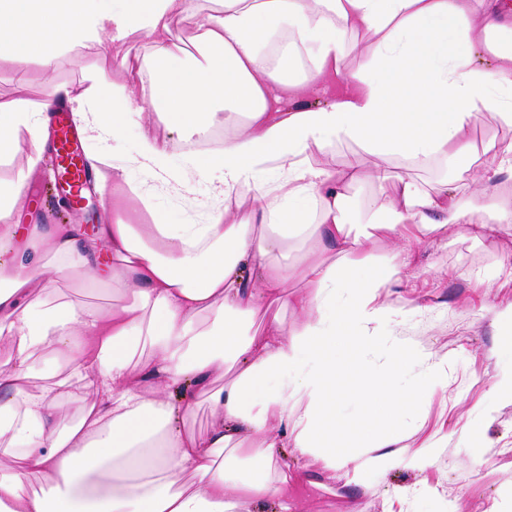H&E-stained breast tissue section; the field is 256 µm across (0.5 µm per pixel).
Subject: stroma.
Here are the masks:
<instances>
[{"mask_svg": "<svg viewBox=\"0 0 512 512\" xmlns=\"http://www.w3.org/2000/svg\"><path fill=\"white\" fill-rule=\"evenodd\" d=\"M215 0H197L182 14L178 34L192 63L198 52L200 26L215 15ZM154 35L133 34L127 41L126 69H115L110 42L63 51L53 69L37 61L19 66L0 60V108L24 101L35 106L49 86L63 84L82 92L98 84L104 93L113 85H126L145 110L138 124L117 143L83 135L84 155L101 156L104 171L131 166L140 137L167 146V165L178 170L190 140L169 131L164 112L150 105L154 79L149 68ZM476 154L470 171L447 170L434 160L419 173L429 184L451 177L470 191L473 173L492 163L482 151L490 141H512V127L476 122L467 133ZM190 191L163 186L161 180H141L166 224H202L206 221L208 190L198 175L188 177ZM34 189L27 195L26 214L41 224H71L79 214L94 215L96 223L112 216L109 193L95 187L83 210L63 207L54 200L55 177L48 162H40L32 176ZM382 302L412 309V317L395 325L394 333L408 342L448 358V387L430 403L400 417L411 429L402 440L401 461L384 472L367 473L359 482H347L343 473L323 469L318 460L307 462L306 473L323 489L304 499L299 512H512V403L496 401L492 389L500 373L512 367V335L496 322L498 312L512 308V233L496 242L483 239L476 223L449 226L448 235L425 241L414 252L400 282L385 288ZM426 456L429 463L416 469L409 461Z\"/></svg>", "mask_w": 512, "mask_h": 512, "instance_id": "1", "label": "stroma"}]
</instances>
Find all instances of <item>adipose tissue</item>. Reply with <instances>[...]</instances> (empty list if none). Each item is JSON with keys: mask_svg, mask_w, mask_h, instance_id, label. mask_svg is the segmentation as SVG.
<instances>
[{"mask_svg": "<svg viewBox=\"0 0 512 512\" xmlns=\"http://www.w3.org/2000/svg\"><path fill=\"white\" fill-rule=\"evenodd\" d=\"M106 2L0 0V57L49 67L57 48L105 35L121 68L126 39L150 32L152 105L172 132L197 137L223 106L224 151L210 165L182 156L183 169L211 178L203 224L147 223L155 206L123 168L112 173V220L90 234L22 224L26 176L0 182V512H297L320 484L282 468L285 447L355 481L391 469L398 415L447 387L448 359L393 336L390 323L412 311L380 295L432 233L478 214L484 239L512 231V207L496 202L500 177L512 179V143L465 197L380 160L462 164L474 154L470 126L512 127V0H219L199 67L182 64L176 30L193 0ZM362 32L375 38L363 54ZM327 91L331 103H315ZM62 92L53 85L38 107L0 112L1 159L25 133L28 167H38ZM142 111L116 85L82 119L117 139ZM342 143L376 165L310 161V150ZM365 181L374 194L353 223L348 191ZM242 196L252 208L225 223ZM379 231L394 244L382 256L368 248ZM305 238L316 254L290 263V245ZM71 267L128 302L59 299L53 275ZM295 278L305 289L286 296ZM283 300L295 326L265 319ZM40 361L66 375L34 391ZM215 376L224 384L212 386ZM198 389L213 417L202 434L184 427ZM347 401L358 417L343 414Z\"/></svg>", "mask_w": 512, "mask_h": 512, "instance_id": "ef3b65f1", "label": "adipose tissue"}]
</instances>
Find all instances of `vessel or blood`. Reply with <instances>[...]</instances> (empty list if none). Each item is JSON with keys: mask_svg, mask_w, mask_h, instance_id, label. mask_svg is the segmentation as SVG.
I'll use <instances>...</instances> for the list:
<instances>
[{"mask_svg": "<svg viewBox=\"0 0 512 512\" xmlns=\"http://www.w3.org/2000/svg\"><path fill=\"white\" fill-rule=\"evenodd\" d=\"M68 107L58 104L54 112L52 158L56 165L64 167L67 192L72 201H80L90 188L91 171L85 159L74 149L75 132L67 122Z\"/></svg>", "mask_w": 512, "mask_h": 512, "instance_id": "vessel-or-blood-1", "label": "vessel or blood"}]
</instances>
